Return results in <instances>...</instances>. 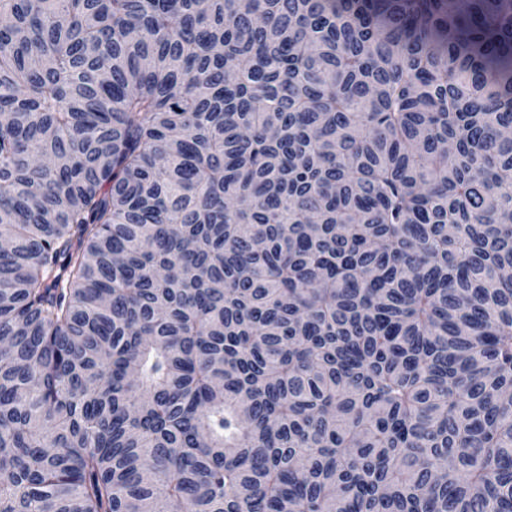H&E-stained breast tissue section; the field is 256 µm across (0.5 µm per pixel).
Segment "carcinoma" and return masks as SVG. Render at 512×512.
Returning a JSON list of instances; mask_svg holds the SVG:
<instances>
[{
  "label": "carcinoma",
  "mask_w": 512,
  "mask_h": 512,
  "mask_svg": "<svg viewBox=\"0 0 512 512\" xmlns=\"http://www.w3.org/2000/svg\"><path fill=\"white\" fill-rule=\"evenodd\" d=\"M0 512H512V0H0Z\"/></svg>",
  "instance_id": "carcinoma-1"
}]
</instances>
